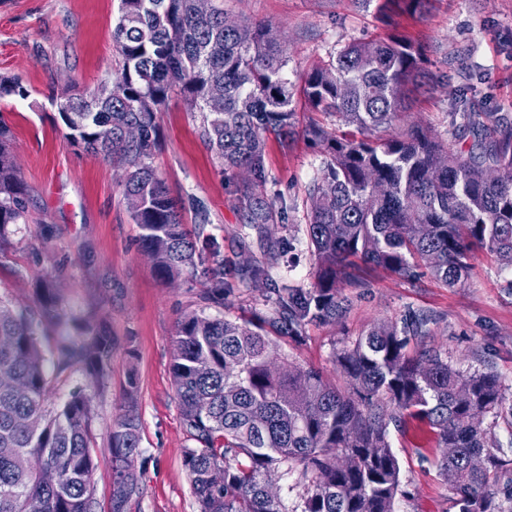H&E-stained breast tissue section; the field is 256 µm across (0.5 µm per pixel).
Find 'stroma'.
I'll return each mask as SVG.
<instances>
[{"label": "stroma", "instance_id": "obj_1", "mask_svg": "<svg viewBox=\"0 0 512 512\" xmlns=\"http://www.w3.org/2000/svg\"><path fill=\"white\" fill-rule=\"evenodd\" d=\"M118 0H0V74L15 75L30 90L28 99H0V115L12 126L21 177L29 194L27 224L0 241V299L16 308L37 309V290L53 280L62 299L64 333L82 341L77 320L93 315L116 339L112 372L97 391L82 366L54 379L49 407H59L83 390L95 409L96 437L92 512H111L112 450L108 431L126 403L128 372L138 380L140 454L135 460L139 492L126 512H198L183 456L192 445L181 420L171 377L172 338L181 317L196 308L201 281L181 276L158 280L139 247L140 230L123 200L116 162L72 147L57 124L53 89L70 83L94 89L122 66L112 43ZM224 11L239 22L271 24L287 51L286 71L294 83L346 44L396 27L425 56L426 84L409 102L397 129L416 123L447 138L450 115L471 104L476 111L512 118V0H430L423 12L383 21L374 0H224ZM159 147L153 166L172 196L199 199L207 209V233L223 244L224 278L233 289L216 315L237 323L252 319L267 288L238 287L237 269L263 259L257 230L240 219L237 181L219 172L198 133L199 120L182 96L172 93L158 114ZM270 178L263 188L284 219L268 225L269 235L291 241V257H279L272 277L304 287L313 281V258L305 226L309 189L320 177L323 154L305 136L282 146L266 138ZM471 275L449 288L431 276L414 279L360 266L343 293L352 300L346 317L311 325L303 341L284 345L297 364L340 384L334 353L370 327L396 321L407 311L434 315L424 343L453 367L469 372L494 368L512 404V269L493 253L476 251ZM45 324L42 344L52 352L60 333ZM135 358H128V349ZM390 441L402 470V495L395 512H456L455 495L441 474L442 455L425 426L409 422L391 429Z\"/></svg>", "mask_w": 512, "mask_h": 512}]
</instances>
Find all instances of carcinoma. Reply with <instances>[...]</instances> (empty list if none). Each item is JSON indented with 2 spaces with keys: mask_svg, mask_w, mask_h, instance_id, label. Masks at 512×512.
Segmentation results:
<instances>
[{
  "mask_svg": "<svg viewBox=\"0 0 512 512\" xmlns=\"http://www.w3.org/2000/svg\"><path fill=\"white\" fill-rule=\"evenodd\" d=\"M428 2L378 0V12L416 14ZM224 17L223 0H212L206 15L194 0H119L112 42L121 71L80 97L68 85L53 97L71 145L123 166L125 204L157 276L172 280L187 271L206 285L198 308L178 322L172 362L182 423L194 442L184 467L199 512H393L402 475L390 426L409 420L425 425L438 447L456 449L438 465L456 491L458 512H512V439H492L472 420L476 410L512 415V405L505 406L493 370L465 374L437 351L406 353L408 337L429 334L431 315L410 311L338 349L344 391L280 350V338L299 342L308 325L345 316L349 300L341 288L359 262L406 277L423 265L448 287L468 277L477 248L511 268L512 120L497 117L490 127L482 113L462 112L446 143L415 126L393 134L408 85H424L420 46L395 30L345 45L312 68L302 89L312 109L359 133L304 129L325 153L305 227L314 281L308 288L282 281L248 324L212 316L207 309L223 304L230 289L223 245L202 230L191 236L152 167L157 114L179 92L200 113L201 137L225 178L253 173L238 192L242 223L258 229L275 214L261 194L269 178L265 135L283 142L298 135L297 89L272 26H227ZM29 96L20 78L0 75V99ZM130 124L142 130L137 141L125 138ZM14 138L0 115V239L28 221ZM290 249L283 239L269 241V261L239 268L238 284L269 280L270 260ZM60 305L51 281L37 312L0 300V336L9 339L0 345V512H26L30 499L40 501L41 512L91 509L92 400L75 392L60 407H47L51 379L39 332ZM80 326L86 341L58 340L55 375L81 364L102 392L116 341L88 318ZM137 392L131 372L125 410L109 431L112 512H125L138 491ZM473 453L486 458L478 471L467 464ZM47 465L58 473L53 485L43 481ZM273 471L294 477L289 489H303L301 508L267 497L263 480Z\"/></svg>",
  "mask_w": 512,
  "mask_h": 512,
  "instance_id": "carcinoma-1",
  "label": "carcinoma"
}]
</instances>
